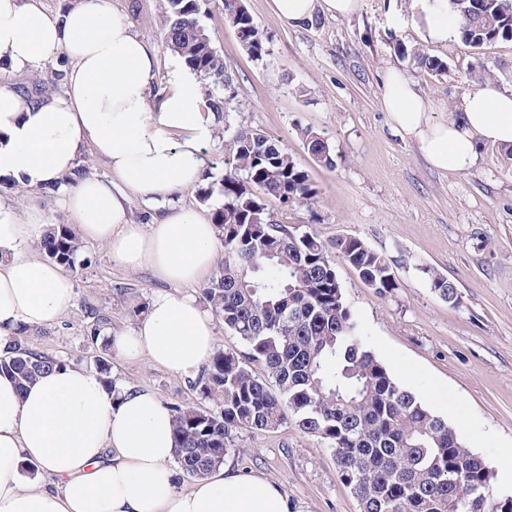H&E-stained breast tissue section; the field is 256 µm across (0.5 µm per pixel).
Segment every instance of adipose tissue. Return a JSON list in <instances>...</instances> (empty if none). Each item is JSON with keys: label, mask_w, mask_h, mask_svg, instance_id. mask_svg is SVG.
I'll return each instance as SVG.
<instances>
[{"label": "adipose tissue", "mask_w": 512, "mask_h": 512, "mask_svg": "<svg viewBox=\"0 0 512 512\" xmlns=\"http://www.w3.org/2000/svg\"><path fill=\"white\" fill-rule=\"evenodd\" d=\"M360 2L270 0V9L282 25L298 28L319 12L351 17ZM411 10L424 41H447L455 26L447 0H411ZM50 62L59 65L61 93L34 100L0 86V178L57 187L81 240L105 245L116 264L149 269L162 282L144 318L110 343L121 357L144 354L192 376L214 351L215 328L183 288L213 268L217 236L202 214L163 201L199 181L217 115L182 69L151 101L157 50L112 0H74L54 13L41 0H0V74ZM381 106L392 128L441 171L470 169L487 143L512 148V90L489 81L471 84L439 120L393 68ZM87 150L111 177L64 184ZM134 195L155 205L152 224L131 221ZM47 230L39 212L19 216L0 206V349L17 326L55 324L75 304L73 280L29 249ZM174 458L172 413L153 392L109 389L96 371L70 364L23 391L0 375V512H290L276 483L229 465L177 489Z\"/></svg>", "instance_id": "ef3b65f1"}]
</instances>
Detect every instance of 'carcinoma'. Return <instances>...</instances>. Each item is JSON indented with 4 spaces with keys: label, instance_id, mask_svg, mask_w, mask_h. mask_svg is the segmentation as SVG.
Here are the masks:
<instances>
[{
    "label": "carcinoma",
    "instance_id": "cac0c4a2",
    "mask_svg": "<svg viewBox=\"0 0 512 512\" xmlns=\"http://www.w3.org/2000/svg\"><path fill=\"white\" fill-rule=\"evenodd\" d=\"M200 0H167L163 32L168 49L192 71L227 95L212 103L239 111L231 68L213 48L200 22ZM455 35L480 48L512 37V0H449ZM246 50L260 60L266 38L252 17L226 13ZM307 152L326 168L335 154L317 133L302 131ZM218 185L200 189L201 202L223 196L214 226L224 246V265L200 288L224 328L245 350L216 352L193 383L199 407L174 406L175 462L183 474L201 478L224 464L234 433L270 431L288 419L324 441L359 512H512V496L488 493L493 474L464 447L456 428L397 382L365 345L343 294L335 260L343 259L366 285L385 295L398 287L389 261L357 237L328 243L311 231L280 224L267 202L312 205L318 191L288 149L268 136L237 129ZM45 256L62 266L91 263L68 224H52L41 242ZM430 286L443 300H458L456 286L431 273ZM88 340H98L108 315L96 307ZM18 328L0 356V374L20 388L32 384L61 358L33 352ZM264 367L265 379L248 368Z\"/></svg>",
    "mask_w": 512,
    "mask_h": 512
}]
</instances>
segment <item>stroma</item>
Segmentation results:
<instances>
[{
	"mask_svg": "<svg viewBox=\"0 0 512 512\" xmlns=\"http://www.w3.org/2000/svg\"><path fill=\"white\" fill-rule=\"evenodd\" d=\"M243 4L266 38L263 59L246 52L226 19L224 0H207L200 15L237 78L241 109L231 113L229 126L281 141L318 190L314 207L284 208L271 201L269 213L326 240L360 238L391 261L398 287L384 296L349 264L336 263L368 347L397 382L447 419L465 446L484 458L495 494L512 496V156L487 145L468 171L435 170L414 143L391 128L380 104L383 78L392 67L416 84L441 119L473 82L489 79L512 89V38L477 50L456 37L443 44L424 42L414 31L407 0H362L352 17L320 15L298 29L280 24L269 0ZM112 5L158 48L151 97L159 99L180 61L163 39L166 0H112ZM418 52L441 61L443 70L418 65ZM307 128L327 140L335 168L310 158L300 136ZM0 204L18 214L39 209L51 224L69 221L53 187L29 189L0 180ZM84 250L91 265L69 272L74 307L56 324L32 329L26 344L90 369L104 357L112 376L125 385L152 391L170 406L198 404L189 378L144 356H117L107 335L88 346L85 305L108 312L109 332L127 331L139 321L134 304L149 303L160 284L148 270L115 264L101 245L88 243ZM433 272L455 284L456 302L434 293ZM226 460L276 481L292 512H358L323 441L294 423L239 432Z\"/></svg>",
	"mask_w": 512,
	"mask_h": 512,
	"instance_id": "1",
	"label": "stroma"
}]
</instances>
